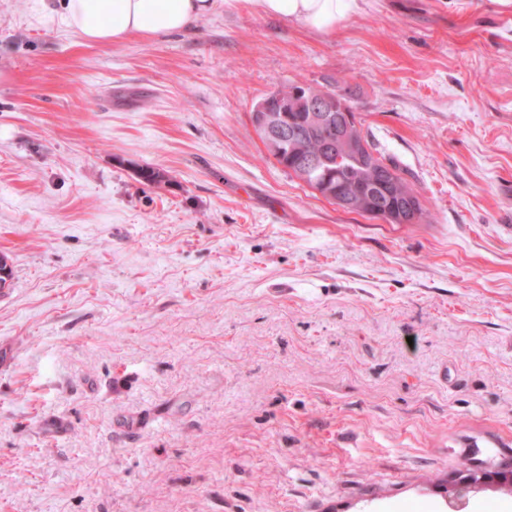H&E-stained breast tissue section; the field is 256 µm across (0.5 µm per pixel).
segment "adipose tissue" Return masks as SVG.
<instances>
[{
    "label": "adipose tissue",
    "instance_id": "adipose-tissue-1",
    "mask_svg": "<svg viewBox=\"0 0 512 512\" xmlns=\"http://www.w3.org/2000/svg\"><path fill=\"white\" fill-rule=\"evenodd\" d=\"M221 4L333 33L361 14L367 0H59L58 7L44 4L40 10L85 44L106 45L183 32Z\"/></svg>",
    "mask_w": 512,
    "mask_h": 512
}]
</instances>
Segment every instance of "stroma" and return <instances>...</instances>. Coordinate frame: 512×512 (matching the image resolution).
Listing matches in <instances>:
<instances>
[{
	"instance_id": "1",
	"label": "stroma",
	"mask_w": 512,
	"mask_h": 512,
	"mask_svg": "<svg viewBox=\"0 0 512 512\" xmlns=\"http://www.w3.org/2000/svg\"><path fill=\"white\" fill-rule=\"evenodd\" d=\"M33 4L0 0V512H448L512 457V4L117 45ZM288 83L344 87L432 222L277 164L250 112ZM480 485H508L512 487V460H504L499 469L473 474L460 478L455 485V492L449 499L448 505L452 511H461L466 504V496L470 489Z\"/></svg>"
}]
</instances>
